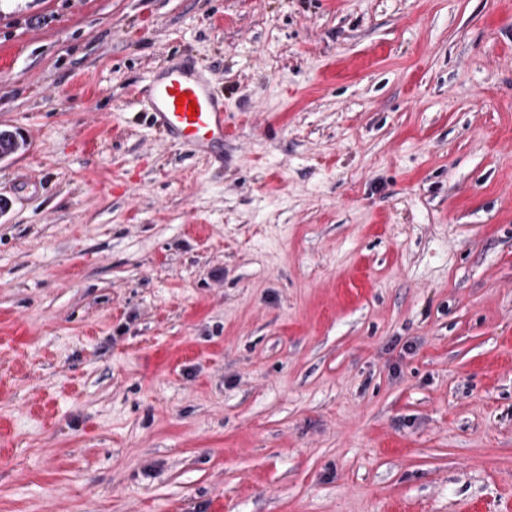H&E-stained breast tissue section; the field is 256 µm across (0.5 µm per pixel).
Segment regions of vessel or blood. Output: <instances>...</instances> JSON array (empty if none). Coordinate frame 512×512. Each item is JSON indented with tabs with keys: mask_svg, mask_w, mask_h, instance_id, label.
<instances>
[{
	"mask_svg": "<svg viewBox=\"0 0 512 512\" xmlns=\"http://www.w3.org/2000/svg\"><path fill=\"white\" fill-rule=\"evenodd\" d=\"M183 98L195 102L196 113L180 106ZM137 103L169 140L197 155L211 156L224 139V100L208 71L197 63L170 57L139 88Z\"/></svg>",
	"mask_w": 512,
	"mask_h": 512,
	"instance_id": "vessel-or-blood-1",
	"label": "vessel or blood"
}]
</instances>
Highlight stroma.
<instances>
[{
  "label": "stroma",
  "instance_id": "1",
  "mask_svg": "<svg viewBox=\"0 0 512 512\" xmlns=\"http://www.w3.org/2000/svg\"><path fill=\"white\" fill-rule=\"evenodd\" d=\"M0 128V512H512V0H0ZM186 95L179 108L178 98ZM196 103V115L188 108ZM137 104L147 109L154 125L169 140L193 153L210 157L215 144L224 143V100L208 71L195 62L171 55L152 72L137 92Z\"/></svg>",
  "mask_w": 512,
  "mask_h": 512
}]
</instances>
